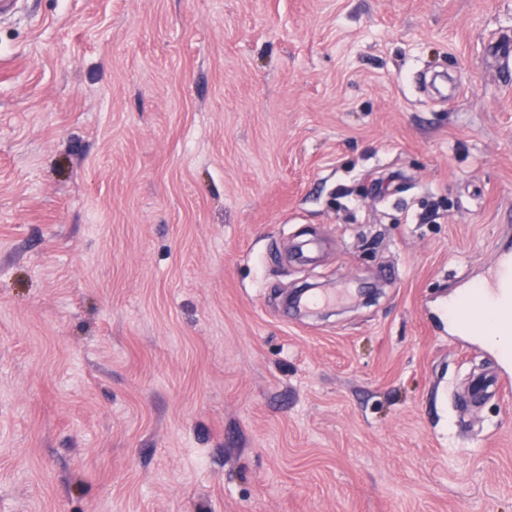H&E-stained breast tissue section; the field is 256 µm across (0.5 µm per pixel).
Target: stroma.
Instances as JSON below:
<instances>
[{
	"mask_svg": "<svg viewBox=\"0 0 512 512\" xmlns=\"http://www.w3.org/2000/svg\"><path fill=\"white\" fill-rule=\"evenodd\" d=\"M504 34L512 0L0 15V512H512V389L464 402L498 359L442 313L512 242Z\"/></svg>",
	"mask_w": 512,
	"mask_h": 512,
	"instance_id": "35a3bbf8",
	"label": "stroma"
}]
</instances>
